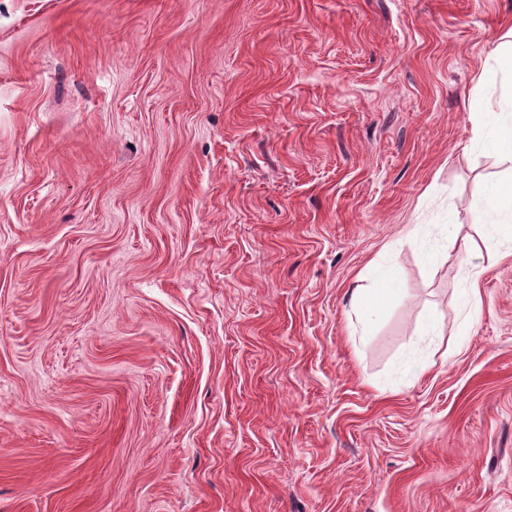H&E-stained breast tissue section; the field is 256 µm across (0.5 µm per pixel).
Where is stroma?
I'll return each mask as SVG.
<instances>
[{
	"label": "stroma",
	"instance_id": "35a3bbf8",
	"mask_svg": "<svg viewBox=\"0 0 512 512\" xmlns=\"http://www.w3.org/2000/svg\"><path fill=\"white\" fill-rule=\"evenodd\" d=\"M511 30L512 0H0V512H512V247L474 221L512 183ZM389 287V283H383L376 286L371 284L357 288L353 309L357 322L364 331L372 322L375 312L378 309L376 297L380 294L388 293L393 290V288Z\"/></svg>",
	"mask_w": 512,
	"mask_h": 512
}]
</instances>
